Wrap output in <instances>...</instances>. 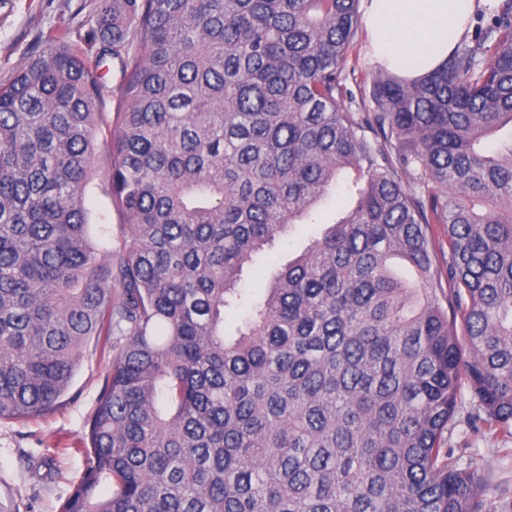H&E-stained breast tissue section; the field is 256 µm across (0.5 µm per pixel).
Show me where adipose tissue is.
<instances>
[{
	"label": "adipose tissue",
	"mask_w": 512,
	"mask_h": 512,
	"mask_svg": "<svg viewBox=\"0 0 512 512\" xmlns=\"http://www.w3.org/2000/svg\"><path fill=\"white\" fill-rule=\"evenodd\" d=\"M373 54L407 79L443 66L462 37L476 0H364Z\"/></svg>",
	"instance_id": "ef3b65f1"
}]
</instances>
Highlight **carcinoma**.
<instances>
[{"instance_id":"1","label":"carcinoma","mask_w":512,"mask_h":512,"mask_svg":"<svg viewBox=\"0 0 512 512\" xmlns=\"http://www.w3.org/2000/svg\"><path fill=\"white\" fill-rule=\"evenodd\" d=\"M358 2L95 0L0 85V419L54 409L89 342L112 353L59 512H494L445 433L466 385L512 439V141L479 148L512 125V0L443 68L375 73L370 112L342 106ZM101 143L118 250L87 234ZM348 170L245 304L244 265ZM110 69L106 74V81L109 87H112V98H109L106 102V112H109V119L112 120V130L115 129L118 132V126H116V112L119 107V82H120V73L119 66L117 61L113 60L112 63H109ZM429 232L434 240L435 244V254H436V262L439 268L442 270L443 279L442 286L443 288H448L445 283L446 279V267L448 261V245L446 240V225L444 224H430Z\"/></svg>"}]
</instances>
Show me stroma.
<instances>
[{
    "label": "stroma",
    "mask_w": 512,
    "mask_h": 512,
    "mask_svg": "<svg viewBox=\"0 0 512 512\" xmlns=\"http://www.w3.org/2000/svg\"><path fill=\"white\" fill-rule=\"evenodd\" d=\"M94 0H0V84L11 81L24 59L46 49L45 35L76 31L89 18ZM350 55L346 84L355 101L368 99L375 65L366 28H359ZM88 233L93 243L122 246L124 218L98 184L84 199ZM319 224H297L287 235L254 258L243 272V285L258 292L273 271L300 254ZM105 375V361L87 346L70 386L57 407L29 421L0 420V512H57L81 478L85 458L69 445L88 430ZM477 400L471 389L460 394L447 433L459 464L474 463L490 491L495 512H512V439L474 430Z\"/></svg>",
    "instance_id": "obj_1"
}]
</instances>
